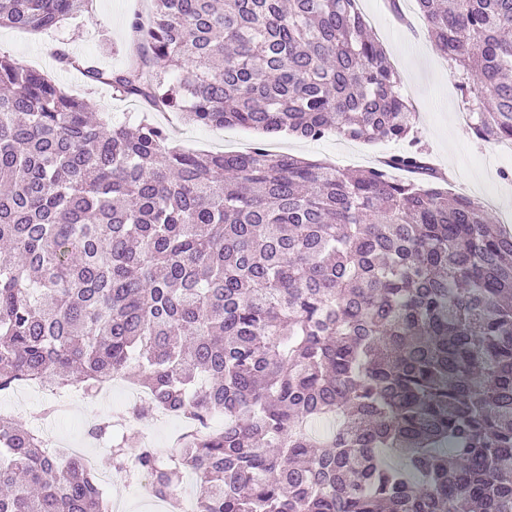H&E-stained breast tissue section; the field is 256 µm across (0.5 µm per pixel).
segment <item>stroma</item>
Masks as SVG:
<instances>
[{"label":"stroma","instance_id":"35a3bbf8","mask_svg":"<svg viewBox=\"0 0 512 512\" xmlns=\"http://www.w3.org/2000/svg\"><path fill=\"white\" fill-rule=\"evenodd\" d=\"M370 21L372 37L382 43L399 76V90L417 114L421 148L431 164L448 178L450 187L474 199L487 198L499 224L512 225V180L503 174L512 171V158H503L497 144L479 140L473 130L460 126L456 113L466 103L456 86V76L443 57L434 51L426 25L416 12L406 21L395 20L385 0H359ZM153 0H90L87 12L61 21L56 28L29 32L0 28V52L21 64L54 78L71 94L83 97L90 111L101 112L121 122L140 115L144 107L134 99L115 96L104 84L90 83L81 72L63 68L56 59L57 49L83 57L103 70H118L132 62L136 51L128 31L130 20L149 14ZM171 137L183 147L196 151H243L258 140L257 132L242 127L200 126L184 123L174 113L160 117ZM276 153L319 160L340 168H366L376 160L404 152V141L362 143L348 151L344 138L331 134L319 140H305L280 134L268 138ZM112 419L117 432L131 439L147 436L160 453L170 451L178 433L176 420L162 419L150 424L131 422L127 409L118 401L78 400L71 413L57 412L51 421L61 436L72 433L75 421L91 423L99 417Z\"/></svg>","mask_w":512,"mask_h":512}]
</instances>
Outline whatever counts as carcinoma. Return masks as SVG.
Listing matches in <instances>:
<instances>
[{"mask_svg": "<svg viewBox=\"0 0 512 512\" xmlns=\"http://www.w3.org/2000/svg\"><path fill=\"white\" fill-rule=\"evenodd\" d=\"M89 0H0L40 31ZM139 62L59 61L148 111L92 117L0 55V391L138 369L192 423L174 452L102 417L103 464L181 512H512V232L441 185L356 0H155ZM473 131L512 142V0H416ZM318 140L406 141L353 173L258 141L172 144L152 112ZM408 174L398 178L394 172ZM96 473L0 415V512H105Z\"/></svg>", "mask_w": 512, "mask_h": 512, "instance_id": "carcinoma-1", "label": "carcinoma"}]
</instances>
